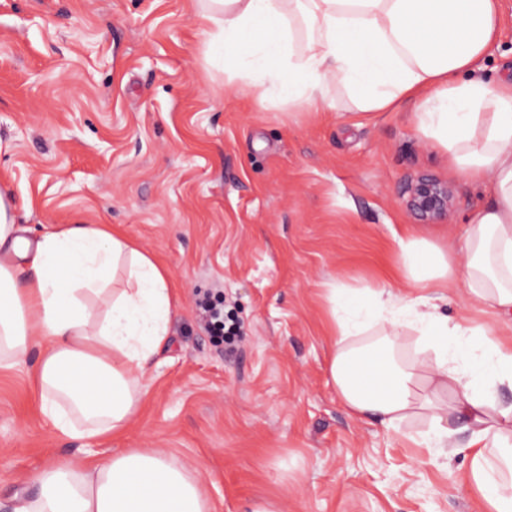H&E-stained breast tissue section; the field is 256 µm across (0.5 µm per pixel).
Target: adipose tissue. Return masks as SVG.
<instances>
[{"label":"adipose tissue","instance_id":"1","mask_svg":"<svg viewBox=\"0 0 512 512\" xmlns=\"http://www.w3.org/2000/svg\"><path fill=\"white\" fill-rule=\"evenodd\" d=\"M501 0H207L197 22L224 56L228 81L262 102L332 106L341 89L363 112L410 101L418 132L457 174L489 197L460 247L395 233L397 274L409 299L383 283H330L329 374L359 419L400 430L427 417L425 448L472 454V475L493 512H512V339L441 315L446 289L512 318V80L475 73L500 30ZM169 270L106 224L21 237L0 192V368L35 370L40 410L66 436L124 435L150 390L149 365L172 314ZM419 334L398 356L402 329ZM468 431L458 447L457 430ZM35 496L16 512H212L193 470L174 456L130 448L91 461L60 459L30 476Z\"/></svg>","mask_w":512,"mask_h":512}]
</instances>
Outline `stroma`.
Masks as SVG:
<instances>
[{"mask_svg": "<svg viewBox=\"0 0 512 512\" xmlns=\"http://www.w3.org/2000/svg\"><path fill=\"white\" fill-rule=\"evenodd\" d=\"M203 0H0V187L28 238L111 224L165 265L174 314L151 401L122 445L197 468L217 512H489L471 456L353 417L328 371L327 282L394 280L393 234L447 243L487 199L418 132L414 107L309 111L224 85ZM480 76L512 77V0ZM455 194L417 224L399 188ZM236 330L217 340L198 304ZM86 442L41 414L27 365L0 370V512Z\"/></svg>", "mask_w": 512, "mask_h": 512, "instance_id": "obj_1", "label": "stroma"}]
</instances>
